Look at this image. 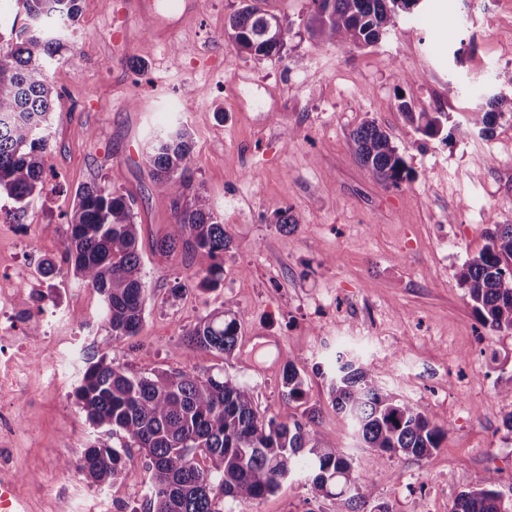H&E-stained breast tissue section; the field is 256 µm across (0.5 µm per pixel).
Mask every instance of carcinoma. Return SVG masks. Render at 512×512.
<instances>
[{"label": "carcinoma", "mask_w": 512, "mask_h": 512, "mask_svg": "<svg viewBox=\"0 0 512 512\" xmlns=\"http://www.w3.org/2000/svg\"><path fill=\"white\" fill-rule=\"evenodd\" d=\"M418 0H310L309 27L326 42L345 51L378 44ZM25 23L11 28L16 41L0 51V192L25 205L42 189V153L48 145L53 88L49 59L67 49L59 32L76 21L79 0H17ZM289 29L277 16L244 0L231 14L225 36L240 52L267 57L280 52ZM506 99H489L482 116L487 135ZM400 109L416 131L435 137L441 117L412 112L411 102ZM358 161L371 169L382 185L400 187L412 170L374 120L352 132ZM190 132L183 125L158 136L145 162L155 179L172 192L187 171ZM489 243L462 263L456 277L466 288L477 318L496 331H512V224H497ZM191 245L199 257L197 287L211 290L220 283L218 262L229 241L224 224L208 200L197 196L194 206L179 215L174 228L155 241L165 252L179 242ZM65 252L73 275L102 295L100 329L114 338L137 335L143 325L147 285L142 271L139 230L125 195L105 186L79 190L66 231ZM238 313L230 308L210 313L186 333L190 346L234 354L238 342ZM284 399L305 397V379L290 362L283 369ZM76 404L93 428L108 439L88 448L82 460L60 466L75 470L98 485L123 474L122 455L136 449L151 473L149 512H223L224 498L257 501L296 473L300 454L308 455L312 487L336 500V512H356L371 498L368 480L354 474L352 460L342 448L320 442L310 424L268 418L254 405L245 385L224 374L152 372L137 375L101 358L89 361L74 391ZM329 397L336 411L352 424L361 447L380 456L402 454L421 459L440 448L448 425L434 420L423 406L389 392L359 360L344 353L329 370ZM117 438L120 446L110 444ZM209 466H197V455ZM487 477L484 487L464 492L453 512H512Z\"/></svg>", "instance_id": "carcinoma-1"}]
</instances>
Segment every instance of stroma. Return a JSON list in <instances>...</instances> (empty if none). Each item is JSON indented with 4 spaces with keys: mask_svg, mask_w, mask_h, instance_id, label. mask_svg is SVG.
<instances>
[{
    "mask_svg": "<svg viewBox=\"0 0 512 512\" xmlns=\"http://www.w3.org/2000/svg\"><path fill=\"white\" fill-rule=\"evenodd\" d=\"M290 33L282 52L256 58L224 35L240 0H81L66 30L67 53L48 65L55 89L43 188L28 206L0 196V225L24 224L27 241L0 235V274L26 250L59 268L46 294L71 316L53 336H33L34 313L19 322L40 361L56 350L84 365L106 357L135 374L224 372L250 387L261 413L306 420L319 411V439L345 449L391 512H451L487 476L512 500V331L481 324L455 277L478 255L494 224H512V110L489 137L479 133L488 95L512 98L499 81L512 71V0H420L375 46L349 52L309 33L308 0H256ZM447 116L442 136L414 131L399 110ZM373 119L413 171L384 188L354 154L351 133ZM191 133L179 192L153 179L145 154L171 125ZM108 185L126 195L140 226L149 288L137 336L115 339L92 321L100 294L64 259L77 191ZM206 195L231 240L217 289L194 284L198 257L154 241L178 213ZM287 208L296 229L273 222ZM185 290L171 295L175 282ZM239 314L231 357L191 350L184 334L205 315ZM347 352L387 389L448 423L425 459L379 457L358 447L336 413L321 371ZM296 362L303 400L287 403L282 369ZM70 375H36L15 404L29 437L17 480L28 512H148L149 474L138 452L122 457L123 478L97 485L61 470L79 461L97 432L75 402ZM224 512H336L298 473L256 502L225 500Z\"/></svg>",
    "mask_w": 512,
    "mask_h": 512,
    "instance_id": "stroma-1",
    "label": "stroma"
}]
</instances>
